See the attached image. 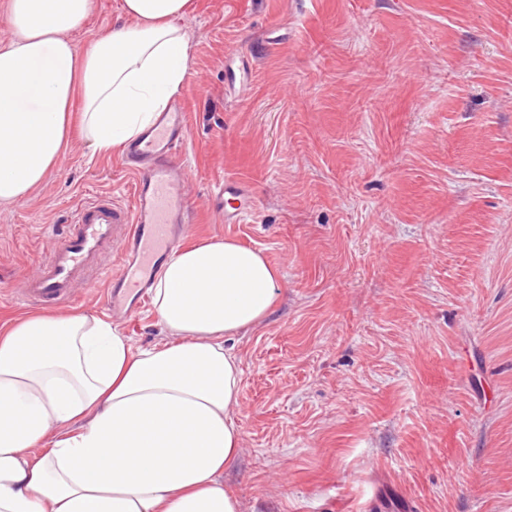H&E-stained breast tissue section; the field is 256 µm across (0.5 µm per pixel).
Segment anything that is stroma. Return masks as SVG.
Segmentation results:
<instances>
[{"label": "stroma", "mask_w": 512, "mask_h": 512, "mask_svg": "<svg viewBox=\"0 0 512 512\" xmlns=\"http://www.w3.org/2000/svg\"><path fill=\"white\" fill-rule=\"evenodd\" d=\"M181 25L189 232L281 275L235 342L241 512H512V0H197ZM131 186L76 134L0 206V324L69 208ZM114 325L165 340L149 306ZM215 196L219 199L221 209H224V223L227 224H240L244 218L251 212V207L247 205L248 193L238 183L225 180L222 182ZM226 196L230 198L226 199ZM229 199L237 200V205H230V209L226 207L225 203Z\"/></svg>", "instance_id": "stroma-1"}]
</instances>
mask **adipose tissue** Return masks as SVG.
<instances>
[{
	"label": "adipose tissue",
	"mask_w": 512,
	"mask_h": 512,
	"mask_svg": "<svg viewBox=\"0 0 512 512\" xmlns=\"http://www.w3.org/2000/svg\"><path fill=\"white\" fill-rule=\"evenodd\" d=\"M193 0H121L119 23L78 51L93 0H7L0 43V204L28 196L73 133L121 152L184 83ZM81 112H74V100ZM260 250L199 238L158 273L168 339L133 350L111 322L42 311L0 327V512H240L221 476L241 451L232 337L275 308Z\"/></svg>",
	"instance_id": "1"
}]
</instances>
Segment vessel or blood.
Wrapping results in <instances>:
<instances>
[{
    "label": "vessel or blood",
    "mask_w": 512,
    "mask_h": 512,
    "mask_svg": "<svg viewBox=\"0 0 512 512\" xmlns=\"http://www.w3.org/2000/svg\"><path fill=\"white\" fill-rule=\"evenodd\" d=\"M187 139L186 118L178 106L160 113L123 156L125 171L135 178L131 204L98 194L74 205L57 243L26 279L22 302L68 306L77 300L79 288L101 279L107 312L142 307L153 270L172 252L191 213L184 171L176 161ZM216 196L234 201L224 212L225 223H242L251 211L248 193L238 183L222 182Z\"/></svg>",
    "instance_id": "obj_1"
}]
</instances>
